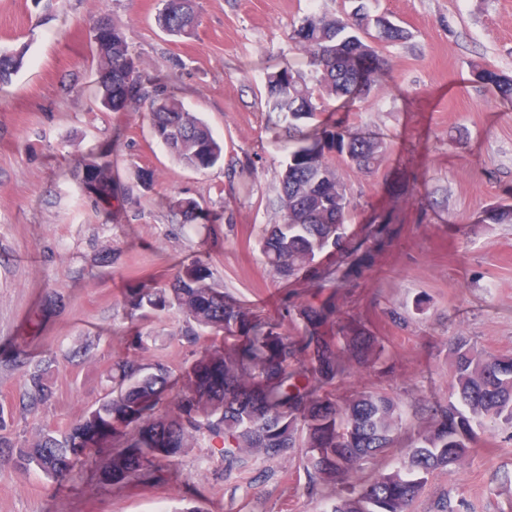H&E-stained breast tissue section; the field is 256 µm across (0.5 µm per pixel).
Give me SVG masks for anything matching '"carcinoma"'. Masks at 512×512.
Returning <instances> with one entry per match:
<instances>
[{
  "label": "carcinoma",
  "instance_id": "obj_1",
  "mask_svg": "<svg viewBox=\"0 0 512 512\" xmlns=\"http://www.w3.org/2000/svg\"><path fill=\"white\" fill-rule=\"evenodd\" d=\"M156 22L175 37L194 33L195 0H160ZM351 20L310 15L291 32L314 67L305 77L284 66L266 77V102L294 138L279 197L281 224L265 229L261 251L282 278L304 272L318 277L308 300L285 307L296 332L282 329L278 317L244 308L211 283L208 263L199 259L173 275L169 287L131 288L124 304L132 319L174 310L185 323L190 343L209 329L224 333L207 358L190 368L187 385L177 394V410L160 414L169 394L172 369L138 357L113 361L112 391L65 430H45L33 443L17 434L19 421L48 409L54 397L50 375L56 356L33 361L18 354L23 368L18 399L0 403V474L37 469L63 481L83 460L89 445L105 433H119L122 450L102 469L101 485L140 479L176 456L190 438H204L216 448L226 468L243 469L253 454L279 460L302 454L308 488L321 484L350 488L330 496L326 512H411L412 505L440 467L462 460L472 447L475 428L487 424L512 427V357L480 349L463 336L451 343L453 380L448 405L425 407L428 422L404 446L397 466L371 482L358 483L369 459L400 445L401 408L381 391H360L347 400L329 388L345 381L353 369L384 358V346L357 321L336 312V289L346 281L344 269L359 268L378 240L370 231L359 239L348 233L346 193L336 188L329 155L349 154L361 170L378 161L380 144L351 137L334 122L313 133L303 127L336 99L353 101L370 92L375 69L383 66L373 42ZM89 42L96 47L97 100L112 112L151 116L154 136L187 166L216 165L223 147L206 123L187 111L161 82L144 80L121 24L105 14L93 24ZM23 56L0 51V86L11 81ZM477 78L496 93L512 97V79L484 66ZM73 176L81 188L103 203L112 199V161L108 153L80 160ZM334 250L341 261L323 266ZM463 498L447 493L429 512H466Z\"/></svg>",
  "mask_w": 512,
  "mask_h": 512
}]
</instances>
